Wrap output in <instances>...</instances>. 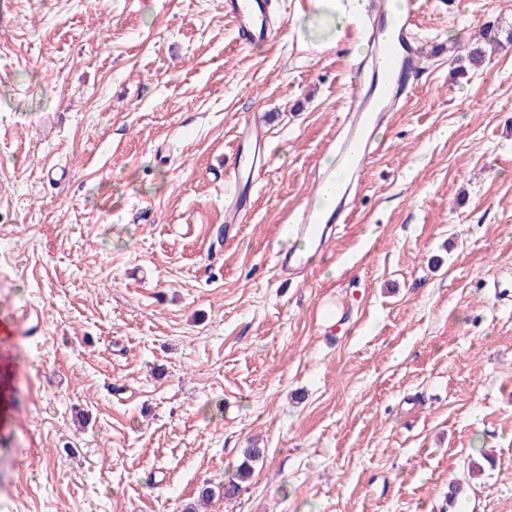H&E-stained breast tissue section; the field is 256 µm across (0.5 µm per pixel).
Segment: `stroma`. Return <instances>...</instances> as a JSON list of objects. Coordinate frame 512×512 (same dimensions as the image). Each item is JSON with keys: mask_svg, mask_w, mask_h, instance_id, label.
<instances>
[{"mask_svg": "<svg viewBox=\"0 0 512 512\" xmlns=\"http://www.w3.org/2000/svg\"><path fill=\"white\" fill-rule=\"evenodd\" d=\"M366 0H0V512H512V0H421L415 89L321 260ZM267 173L226 228L246 123ZM234 499L198 500L245 448ZM463 492L449 499V483ZM224 16L233 24L234 40L242 47L267 39L278 25L271 0H224ZM33 318H36L37 321H40L41 315L37 310L29 309L15 316L10 321L2 320L1 335L9 336L29 332L30 329H28V322ZM263 452V448H246L243 460L237 466L235 472L224 481L222 489L225 499H232L238 496L244 484L247 483L251 477L253 470L252 463L258 460L263 455Z\"/></svg>", "mask_w": 512, "mask_h": 512, "instance_id": "1", "label": "stroma"}]
</instances>
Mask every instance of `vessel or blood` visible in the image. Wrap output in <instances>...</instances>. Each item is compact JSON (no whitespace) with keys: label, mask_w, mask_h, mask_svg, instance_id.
<instances>
[{"label":"vessel or blood","mask_w":512,"mask_h":512,"mask_svg":"<svg viewBox=\"0 0 512 512\" xmlns=\"http://www.w3.org/2000/svg\"><path fill=\"white\" fill-rule=\"evenodd\" d=\"M418 2L403 0L396 11L390 0H373L375 21L365 28L369 54L354 71L358 90L336 130V150L343 171L336 208L327 216L311 209L304 211L298 223L292 225L293 233L312 236L319 226L346 221L349 191L353 184L363 181L378 151L376 131L407 98L419 75L421 48L413 36ZM224 16L233 25L236 44L242 47L267 39L277 26L271 0H224ZM243 139L253 152L251 178L260 180L266 171L265 130L260 123H250L244 128Z\"/></svg>","instance_id":"b4317fda"}]
</instances>
